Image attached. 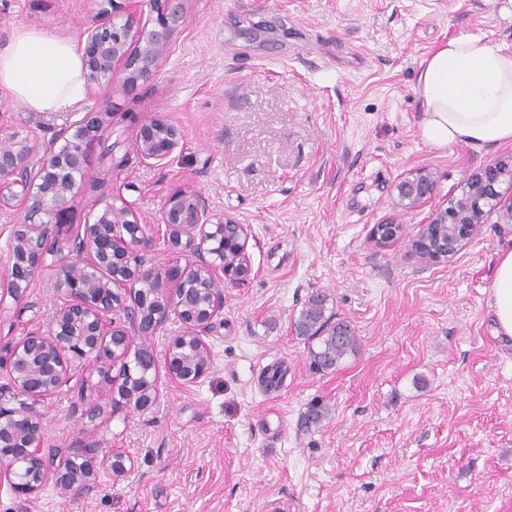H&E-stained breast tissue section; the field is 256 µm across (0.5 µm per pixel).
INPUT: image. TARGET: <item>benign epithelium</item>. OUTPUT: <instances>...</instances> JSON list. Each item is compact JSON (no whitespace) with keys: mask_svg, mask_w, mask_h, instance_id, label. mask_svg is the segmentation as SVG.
I'll return each instance as SVG.
<instances>
[{"mask_svg":"<svg viewBox=\"0 0 512 512\" xmlns=\"http://www.w3.org/2000/svg\"><path fill=\"white\" fill-rule=\"evenodd\" d=\"M109 8L96 13L93 24L81 33L84 77L89 87H98L123 76V89L131 92L150 80L168 52L174 33L184 22L183 0H152L157 13L153 27L140 23V0H104ZM113 113H87L82 119L55 131L46 143L9 133L0 139V209L18 202L23 218L15 225L7 273L0 278V297L19 303L42 267L48 251V226L63 224L66 212L78 200L89 169L95 142L103 128L112 123ZM181 133L170 120L155 116L135 124V150L144 162L159 165L178 145ZM512 183V164L491 160L470 174L460 194L448 197L446 205L432 214L415 243V250L433 262L454 255L471 235V225L483 224L502 208L503 182ZM398 205L411 211L432 200L437 191L434 177L415 169L395 183ZM96 221L83 225L74 243L72 261L57 268V281L66 302L54 315L49 333L32 331L15 343H0V377L9 388L33 397L46 398L70 382V363L84 362L112 387L113 410H144L157 399L156 383L141 391L132 389V376L112 368L127 361L137 338L156 334L174 314L184 333L174 337L165 354V364L182 385L197 383L207 372L210 355L204 337L213 329L224 309V295L217 281L236 283L251 273L247 246L249 228L235 219L210 211L205 195L187 188L173 190L157 223L165 227L164 244L173 254L182 249L193 252L192 265L173 264L160 272L146 267L141 251L152 243L141 225L139 206L122 193L101 200ZM432 224H454L451 241L428 247L426 231ZM233 229L240 247L231 260L213 249L216 230ZM212 285L209 299L198 305L186 302L191 278ZM156 283L152 316L142 320L138 286ZM195 347L194 358L183 361L181 351ZM0 469L20 494L38 492L47 483L78 493L95 486L96 467L114 476L127 471L128 459L112 448L81 444L68 449L64 457L42 446L40 420L32 408L0 406Z\"/></svg>","mask_w":512,"mask_h":512,"instance_id":"benign-epithelium-1","label":"benign epithelium"}]
</instances>
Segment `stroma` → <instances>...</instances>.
Instances as JSON below:
<instances>
[{
  "label": "stroma",
  "instance_id": "1",
  "mask_svg": "<svg viewBox=\"0 0 512 512\" xmlns=\"http://www.w3.org/2000/svg\"><path fill=\"white\" fill-rule=\"evenodd\" d=\"M183 7L156 75L134 93L117 79L68 111L30 112L1 89L0 128L47 141L85 113L114 112L104 138L124 165L107 177L93 157L70 230L94 223L102 196L125 192L155 238L153 263L169 265L176 257L156 218L171 190L189 187L249 225L251 275L220 284L206 375L184 386L159 367L147 411L113 415L107 387L77 363L48 398L0 394L5 407H32L49 447L98 443L132 462L121 477L99 470L88 496L51 484L22 495L0 475V512H512V342L496 336L490 306L512 223L491 216L453 257L425 261L412 242L434 206L406 212L391 192L423 168L441 201L486 161L512 157V144L427 145L416 92L422 61L449 38L512 42V0ZM98 10L93 0H0V46L20 27L78 40ZM134 113L179 127L162 165L136 154ZM387 220L405 233L379 249L369 231ZM68 258L56 244L24 305L0 304L1 342L49 331ZM315 292L360 339L328 373L312 371L292 328ZM272 366L283 381L268 389L261 377ZM315 403L327 415L303 430Z\"/></svg>",
  "mask_w": 512,
  "mask_h": 512
}]
</instances>
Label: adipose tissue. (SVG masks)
I'll use <instances>...</instances> for the list:
<instances>
[{
	"mask_svg": "<svg viewBox=\"0 0 512 512\" xmlns=\"http://www.w3.org/2000/svg\"><path fill=\"white\" fill-rule=\"evenodd\" d=\"M0 89L30 111H64L86 94L82 57L68 39L16 29L0 48ZM417 93L430 147L512 143V44L470 33L449 38L424 59ZM490 297L497 335L512 339V250L497 260Z\"/></svg>",
	"mask_w": 512,
	"mask_h": 512,
	"instance_id": "ef3b65f1",
	"label": "adipose tissue"
}]
</instances>
